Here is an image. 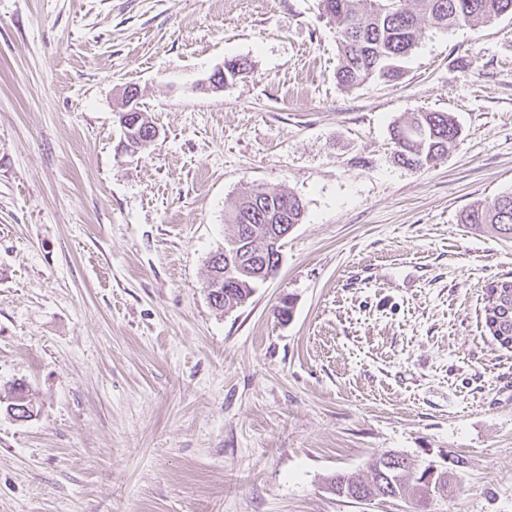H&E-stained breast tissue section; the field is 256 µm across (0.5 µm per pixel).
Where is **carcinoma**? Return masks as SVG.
Segmentation results:
<instances>
[{
	"label": "carcinoma",
	"mask_w": 512,
	"mask_h": 512,
	"mask_svg": "<svg viewBox=\"0 0 512 512\" xmlns=\"http://www.w3.org/2000/svg\"><path fill=\"white\" fill-rule=\"evenodd\" d=\"M324 13L336 24L340 34V67L336 80L344 87H355L369 80L394 81L403 76L401 62L415 48L422 26L465 27L512 15V0H320ZM460 129L454 118L446 112H415L405 122L392 128L394 158L397 162L416 170H425L455 145ZM263 198V209H288V223L299 224L304 214L302 200L293 194L252 188L242 197L228 215L231 224L250 208L252 198ZM461 223L475 227L491 226L501 236L512 239V191H507L491 202L462 213ZM206 287L224 284L231 277L235 284L239 307L250 297L255 282L247 276L233 274L228 265L208 260ZM501 297V316L505 317L503 332L507 338L500 347L512 343V280L494 281L487 292L495 289ZM421 474L411 470L391 490L394 497H421L418 482ZM379 476L370 469L363 476L338 473L330 479L331 488L353 495L360 488L377 482Z\"/></svg>",
	"instance_id": "1"
}]
</instances>
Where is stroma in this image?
<instances>
[{"mask_svg": "<svg viewBox=\"0 0 512 512\" xmlns=\"http://www.w3.org/2000/svg\"><path fill=\"white\" fill-rule=\"evenodd\" d=\"M339 39L319 0H0V512H418L330 491L388 452L460 460L427 512H512V349L483 319L512 241L459 221L512 191V16L425 28L354 88ZM129 85L159 131L133 155ZM419 111L461 129L423 171L391 140ZM257 186L304 217L219 311L207 259ZM138 99H139V91L138 88L133 86H128L124 92L122 97L121 105L123 104V109L120 113V116L122 118V123L124 126V131L126 133V137L124 136L121 147L125 152L130 153H136L138 152L142 147L143 143L146 139L142 138L141 136L144 134V128L146 127L143 125L141 131L139 132L137 126L140 122V119H136L134 123L131 124L130 118L134 114L133 112H140L143 116V122H146L147 124H151L145 117L144 112H142L138 106ZM128 127L129 129H126Z\"/></svg>", "mask_w": 512, "mask_h": 512, "instance_id": "1", "label": "stroma"}]
</instances>
